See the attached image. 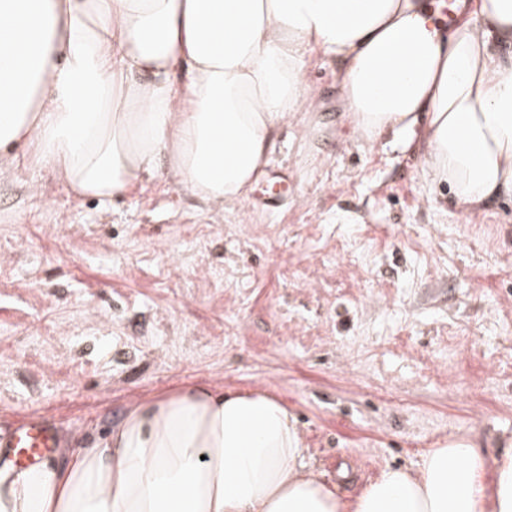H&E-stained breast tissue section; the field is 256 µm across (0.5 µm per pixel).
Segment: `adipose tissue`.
<instances>
[{"instance_id":"1","label":"adipose tissue","mask_w":512,"mask_h":512,"mask_svg":"<svg viewBox=\"0 0 512 512\" xmlns=\"http://www.w3.org/2000/svg\"><path fill=\"white\" fill-rule=\"evenodd\" d=\"M426 0H0V163L32 159L84 197L159 167L215 205L243 202L305 58L342 59L354 132L415 140L464 209L512 195V0L441 30ZM268 391L180 385L106 436L0 466V512H512V448L454 439L344 498L302 465Z\"/></svg>"}]
</instances>
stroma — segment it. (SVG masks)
I'll use <instances>...</instances> for the list:
<instances>
[{"label": "stroma", "instance_id": "stroma-1", "mask_svg": "<svg viewBox=\"0 0 512 512\" xmlns=\"http://www.w3.org/2000/svg\"><path fill=\"white\" fill-rule=\"evenodd\" d=\"M339 58L237 207L164 170L101 202L0 170V424L81 448L179 384L262 387L346 494L467 439L512 443V197L463 211L401 135L353 134ZM347 478H340V471Z\"/></svg>", "mask_w": 512, "mask_h": 512}]
</instances>
